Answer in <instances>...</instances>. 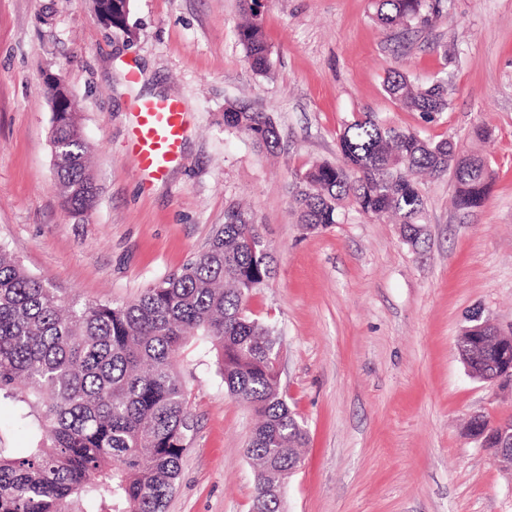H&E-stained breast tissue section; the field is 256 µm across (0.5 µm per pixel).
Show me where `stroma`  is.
<instances>
[{"mask_svg": "<svg viewBox=\"0 0 512 512\" xmlns=\"http://www.w3.org/2000/svg\"><path fill=\"white\" fill-rule=\"evenodd\" d=\"M95 0H0V244L82 303L124 304L202 251L229 211L259 226L274 272L244 305L273 325L280 385L308 443L281 512H512V471L466 431L472 415L512 418V380L473 378L456 341L472 313L512 334V0H439L428 24L386 27L375 0H262L273 66L256 74L237 38L241 0H131L126 39ZM139 63L130 81L121 63ZM447 79L448 109L427 122L384 80ZM79 104L97 188L84 219L61 204L46 78ZM188 112L178 161L159 181L129 152L139 98ZM240 102L273 118L257 148L224 126ZM359 112L481 153L484 205L455 209L452 175L424 179V241L346 211L306 229L293 205L312 165L338 163ZM489 142L470 139L473 127ZM195 431L164 512H252L245 446L256 417L229 396L214 355L186 351Z\"/></svg>", "mask_w": 512, "mask_h": 512, "instance_id": "stroma-1", "label": "stroma"}]
</instances>
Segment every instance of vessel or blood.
Masks as SVG:
<instances>
[{"mask_svg":"<svg viewBox=\"0 0 512 512\" xmlns=\"http://www.w3.org/2000/svg\"><path fill=\"white\" fill-rule=\"evenodd\" d=\"M131 151L141 172L160 178L177 161L187 115L174 97L133 104Z\"/></svg>","mask_w":512,"mask_h":512,"instance_id":"b4317fda","label":"vessel or blood"}]
</instances>
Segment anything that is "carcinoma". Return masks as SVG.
Instances as JSON below:
<instances>
[{"label":"carcinoma","instance_id":"1","mask_svg":"<svg viewBox=\"0 0 512 512\" xmlns=\"http://www.w3.org/2000/svg\"><path fill=\"white\" fill-rule=\"evenodd\" d=\"M384 25L430 21L433 0H376ZM238 39L252 68H272L261 3L243 0ZM390 98L431 122L448 109L443 82L422 86L404 72L385 81ZM224 127L259 148L276 149L278 132L266 112L229 102ZM54 145L68 154L55 163L61 198L76 213L94 207L86 165L89 146L77 113L51 120ZM341 163L308 169L294 197L310 230L337 224L349 206L394 217L413 247L422 242L425 206L418 177L453 174L454 205L483 206L492 181L486 159L432 141L362 112L339 135ZM258 225L243 209L227 214L209 247L134 301L68 303L47 281L23 270L0 245V396L20 405L33 446L23 456L0 445V512H163L176 487L190 419L187 382L177 357L191 344L214 353L224 388L258 422L246 455L259 465L253 512H279L271 488L297 467L307 433L280 390L273 363L275 329L245 315L244 304L272 273L269 250L257 247ZM463 361L496 373L497 345L478 347L466 329L457 339ZM474 428L495 445L497 428L483 416Z\"/></svg>","mask_w":512,"mask_h":512}]
</instances>
